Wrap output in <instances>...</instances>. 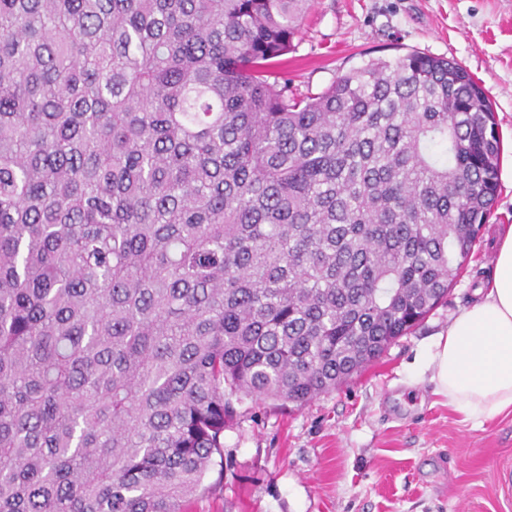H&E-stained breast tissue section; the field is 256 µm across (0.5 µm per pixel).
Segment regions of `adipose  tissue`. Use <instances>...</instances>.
Masks as SVG:
<instances>
[{
    "instance_id": "obj_1",
    "label": "adipose tissue",
    "mask_w": 512,
    "mask_h": 512,
    "mask_svg": "<svg viewBox=\"0 0 512 512\" xmlns=\"http://www.w3.org/2000/svg\"><path fill=\"white\" fill-rule=\"evenodd\" d=\"M418 359L435 391L474 424L512 410V228L503 237L490 284Z\"/></svg>"
}]
</instances>
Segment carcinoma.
<instances>
[{
	"mask_svg": "<svg viewBox=\"0 0 512 512\" xmlns=\"http://www.w3.org/2000/svg\"><path fill=\"white\" fill-rule=\"evenodd\" d=\"M306 4L0 0V512H182L447 298L493 105L420 52L288 95Z\"/></svg>",
	"mask_w": 512,
	"mask_h": 512,
	"instance_id": "carcinoma-1",
	"label": "carcinoma"
}]
</instances>
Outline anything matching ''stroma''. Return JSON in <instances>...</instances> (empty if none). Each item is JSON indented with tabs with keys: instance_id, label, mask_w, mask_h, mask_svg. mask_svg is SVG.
Instances as JSON below:
<instances>
[{
	"instance_id": "35a3bbf8",
	"label": "stroma",
	"mask_w": 512,
	"mask_h": 512,
	"mask_svg": "<svg viewBox=\"0 0 512 512\" xmlns=\"http://www.w3.org/2000/svg\"><path fill=\"white\" fill-rule=\"evenodd\" d=\"M412 51L461 62L496 113L501 190L474 254L446 302L340 388L301 406L247 400L185 512H512V411L472 425L410 369L490 280L512 227V0H308L289 86L317 93Z\"/></svg>"
}]
</instances>
